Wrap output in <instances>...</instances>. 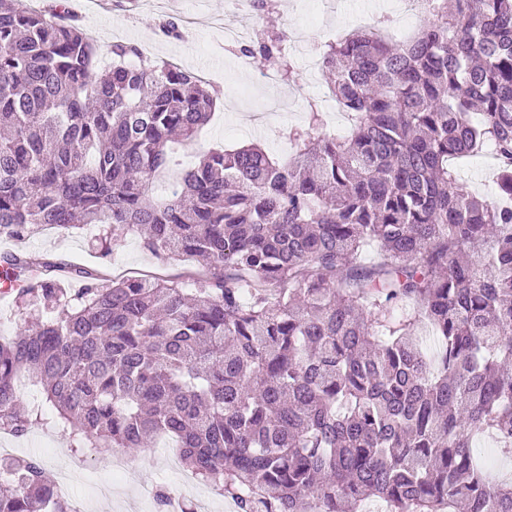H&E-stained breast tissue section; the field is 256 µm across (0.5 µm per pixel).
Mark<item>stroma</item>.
I'll list each match as a JSON object with an SVG mask.
<instances>
[{
    "mask_svg": "<svg viewBox=\"0 0 512 512\" xmlns=\"http://www.w3.org/2000/svg\"><path fill=\"white\" fill-rule=\"evenodd\" d=\"M161 10L142 7L129 13L113 7V0H69V10L77 25L94 33L99 56L103 63H110V49L115 41L151 46L158 60L177 62L193 73L205 76L220 85L230 107L216 106L209 124L192 147L178 148L174 161L186 167L213 148H237L258 140L270 154L284 156L289 152L286 141L279 137V130L302 124L306 104L326 90L325 82L311 83L308 77L306 49L323 45L327 36L322 26L312 21L304 9H296L292 16L275 14L262 18L269 31H288L303 47L293 59V79L280 87L252 86L257 62L242 65L234 48L224 45L225 0H160ZM175 20L182 28L181 39L167 37L161 25ZM493 163L485 154L470 157L457 166L460 184L473 193L495 197L499 187ZM24 252L46 258L63 266L95 268L112 277L126 273L165 275L183 279L199 267L195 261L171 260L158 263L146 252L136 235L127 236L110 257H102L95 241V231L84 227L67 234L56 229L44 228L36 236L16 241L0 238V253ZM5 447L12 456L37 458L50 477L67 471L73 455L66 439L50 428L35 425L29 433L19 438H6ZM125 458L136 469L141 486L151 490L174 489L175 481L165 472V461L159 448L148 447L126 452ZM108 456L87 459L83 470L72 473L74 494L86 504V512H161L156 500H141L135 489L115 488L113 493L93 491V483H103L109 478Z\"/></svg>",
    "mask_w": 512,
    "mask_h": 512,
    "instance_id": "stroma-1",
    "label": "stroma"
}]
</instances>
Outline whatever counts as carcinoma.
Instances as JSON below:
<instances>
[{"label":"carcinoma","instance_id":"1","mask_svg":"<svg viewBox=\"0 0 512 512\" xmlns=\"http://www.w3.org/2000/svg\"><path fill=\"white\" fill-rule=\"evenodd\" d=\"M428 2L401 44L322 46L351 135L311 106L285 160L254 145L173 171L169 145L220 90L132 43L102 70L68 7L0 0V237L90 225L103 256L136 233L160 261L208 263L187 288L0 254L36 317L0 339V428L45 424L91 457L172 438L237 512H512L476 452L512 446V208L449 164L492 145L512 193V0ZM237 51L292 77L280 34ZM53 486L0 456V512H70Z\"/></svg>","mask_w":512,"mask_h":512}]
</instances>
